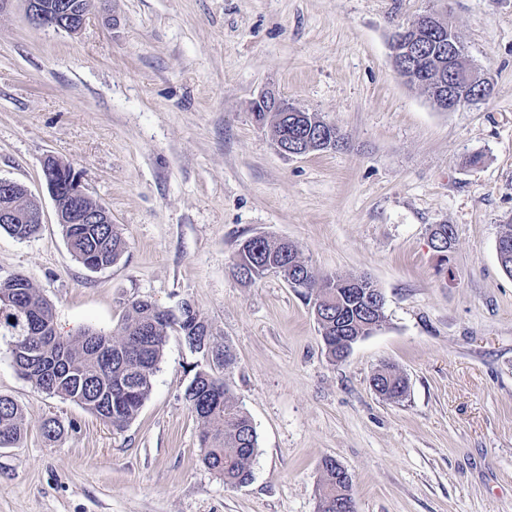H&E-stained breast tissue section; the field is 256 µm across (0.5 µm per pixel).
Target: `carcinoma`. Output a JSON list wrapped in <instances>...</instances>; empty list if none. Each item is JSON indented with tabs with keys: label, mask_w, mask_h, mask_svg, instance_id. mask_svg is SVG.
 I'll return each mask as SVG.
<instances>
[{
	"label": "carcinoma",
	"mask_w": 512,
	"mask_h": 512,
	"mask_svg": "<svg viewBox=\"0 0 512 512\" xmlns=\"http://www.w3.org/2000/svg\"><path fill=\"white\" fill-rule=\"evenodd\" d=\"M273 116V137L288 129L311 126L316 112L281 118V113H254L265 124ZM0 228L20 240L34 236L38 224H1ZM66 244L77 261L87 268L110 265L125 249L115 224H64ZM499 261L512 276V225L499 239ZM233 269L245 282H254L270 271L305 285L303 295L335 291V305L322 308L319 332L328 355L336 359L345 348L344 336H360L369 313L361 289L374 287L364 276H320L299 257L296 247L285 240H254L238 250ZM0 294L9 296L12 307L0 309V336L10 338L14 364L19 374L40 390L91 411L116 429L137 415L151 389L169 331L176 328L185 343L201 346L203 319L187 312L174 315L148 300L131 302L123 323L111 335L87 329L77 336L63 337L55 328L53 305L22 275L0 279ZM214 367L197 371L185 391L191 413L201 423L199 436L202 462L224 479V485L242 486L252 477L251 462L257 449V434L247 412L233 399L226 380L215 371L228 367L233 355L208 337ZM373 388L383 398L398 401L407 383L386 365L372 378ZM27 427L22 407L10 396L0 395V447L21 441ZM354 500L353 481L338 480L336 460L323 468L319 512H339L340 501Z\"/></svg>",
	"instance_id": "1"
}]
</instances>
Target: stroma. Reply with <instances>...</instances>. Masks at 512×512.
<instances>
[{
	"instance_id": "obj_1",
	"label": "stroma",
	"mask_w": 512,
	"mask_h": 512,
	"mask_svg": "<svg viewBox=\"0 0 512 512\" xmlns=\"http://www.w3.org/2000/svg\"><path fill=\"white\" fill-rule=\"evenodd\" d=\"M430 9L490 74L486 104L439 111L394 72L392 32ZM267 92L342 146L281 154L252 115ZM49 155L110 211L126 242L112 265L68 250ZM0 178L42 209L35 237L0 229V277H26L63 336L116 331L136 299L191 303L234 354L225 377L258 441L244 487L203 464L184 393L204 360L178 332L121 430L23 379L2 339L0 394L27 433L0 447V512H317L327 458L357 512H512V277L496 251L512 223V0H96L74 33L0 0ZM436 224L456 229L443 254ZM255 236L292 242L319 275H368L381 326L331 359L281 275H233ZM385 363L402 402L371 386Z\"/></svg>"
}]
</instances>
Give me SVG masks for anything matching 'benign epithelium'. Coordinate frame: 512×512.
I'll return each mask as SVG.
<instances>
[{
	"label": "benign epithelium",
	"instance_id": "benign-epithelium-1",
	"mask_svg": "<svg viewBox=\"0 0 512 512\" xmlns=\"http://www.w3.org/2000/svg\"><path fill=\"white\" fill-rule=\"evenodd\" d=\"M26 16L29 23L38 29H53L73 33L79 30L93 6L95 0H62L53 6V11L45 12L42 0H24ZM450 19L437 11H428L410 25L415 31L425 32L424 40L436 48L434 59L438 67L437 74L425 80L431 84L434 94L430 101L441 112H450L458 108L456 91L460 88H479L480 96L486 97L491 89L490 77L481 69L460 64L453 54L446 53L447 38L452 36L453 27L447 26ZM416 57V46L411 42H403V47L392 48L393 68L400 77L409 79L415 72L406 68ZM259 102L267 112H296L298 108L292 104L267 93L259 98ZM322 149L336 147V141L326 139L322 134L320 121L312 122L305 142L295 146L288 142L277 143L280 151L286 155L304 156L312 151L313 145ZM43 178L46 186L57 201V218L60 224H110L112 216L107 208L89 210L85 207L87 194L81 184L80 177L74 169L64 163H56L52 156L43 162Z\"/></svg>",
	"mask_w": 512,
	"mask_h": 512
}]
</instances>
